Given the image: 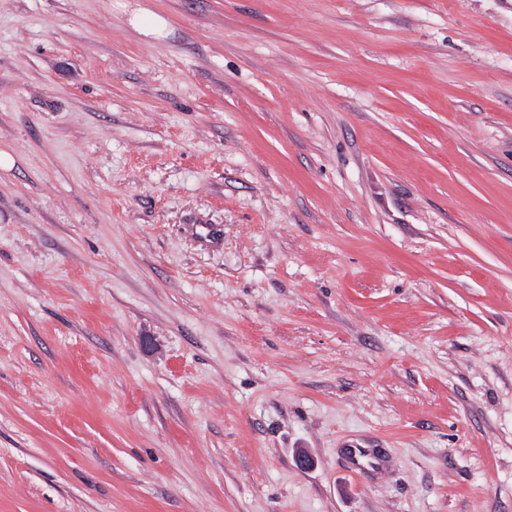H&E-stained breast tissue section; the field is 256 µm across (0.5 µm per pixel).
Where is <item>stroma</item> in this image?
<instances>
[{
	"label": "stroma",
	"instance_id": "stroma-1",
	"mask_svg": "<svg viewBox=\"0 0 512 512\" xmlns=\"http://www.w3.org/2000/svg\"><path fill=\"white\" fill-rule=\"evenodd\" d=\"M0 152V512H512V0H0Z\"/></svg>",
	"mask_w": 512,
	"mask_h": 512
}]
</instances>
